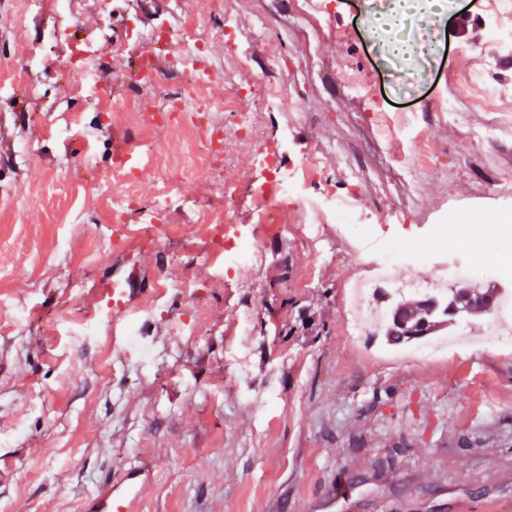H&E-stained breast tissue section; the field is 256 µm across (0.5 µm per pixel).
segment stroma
<instances>
[{
    "label": "stroma",
    "instance_id": "obj_1",
    "mask_svg": "<svg viewBox=\"0 0 512 512\" xmlns=\"http://www.w3.org/2000/svg\"><path fill=\"white\" fill-rule=\"evenodd\" d=\"M371 3L329 0L324 22L336 35L324 38L315 20L272 0H223L252 57L238 64L212 40L215 81L185 106L220 103L213 120L224 127V159L194 160L200 137L190 127L155 134L188 206L166 215L146 250L137 246L139 211L159 184L141 177L125 188L112 161L149 124L135 100L162 109L185 81L165 54L161 89L138 87L132 71L146 47L129 27L165 21L182 48V18L167 0H110L106 21L99 0H82L67 37L95 40L97 53L79 68L44 39L48 15L29 0H0V465L12 471L0 483V512H81L105 478L139 464L153 484L136 512H512V350L373 360L342 317L363 252L330 223L321 226L323 255L280 237L271 207L256 223V148L284 127L287 164L326 160L310 197L353 193L383 236L407 243L454 215L472 258L498 232L470 211L512 215V189L494 186L512 171V127L490 142L470 136L491 121L488 103H512V45L489 36L492 0H447L431 67L402 65L413 87L405 98L387 81ZM465 82L468 95L457 97ZM283 86L294 88L298 110L263 115L254 144L244 143L236 93ZM452 103L461 118L449 117ZM398 112L413 113L424 134L425 161L409 182L398 174L402 142L383 131L384 115ZM67 120L81 139L50 133ZM349 163L363 172L355 187ZM217 184L235 197L233 223L260 238L257 260L238 270L205 257L210 227L198 213L217 204ZM128 190L138 205L125 213L119 245L104 217ZM128 277L134 301L107 306L100 284ZM341 477L353 493L335 501L328 488Z\"/></svg>",
    "mask_w": 512,
    "mask_h": 512
}]
</instances>
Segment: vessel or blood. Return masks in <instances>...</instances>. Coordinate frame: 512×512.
I'll use <instances>...</instances> for the list:
<instances>
[{
    "label": "vessel or blood",
    "instance_id": "b4317fda",
    "mask_svg": "<svg viewBox=\"0 0 512 512\" xmlns=\"http://www.w3.org/2000/svg\"><path fill=\"white\" fill-rule=\"evenodd\" d=\"M152 480L149 467L131 466L101 483L86 498L83 512H136Z\"/></svg>",
    "mask_w": 512,
    "mask_h": 512
}]
</instances>
